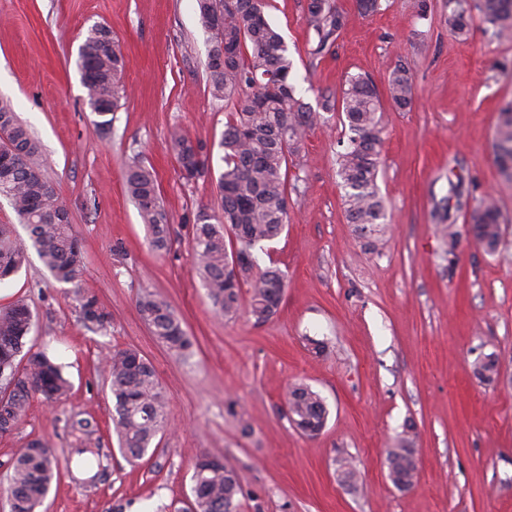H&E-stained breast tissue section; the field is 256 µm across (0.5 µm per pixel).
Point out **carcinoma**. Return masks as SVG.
Here are the masks:
<instances>
[{"mask_svg":"<svg viewBox=\"0 0 512 512\" xmlns=\"http://www.w3.org/2000/svg\"><path fill=\"white\" fill-rule=\"evenodd\" d=\"M448 2L454 3L448 13V30L457 36L468 35L472 21L468 0ZM196 3L210 50L224 49V67L217 71L207 62L205 71L210 94L224 101L227 118L215 145L174 129L168 147L188 181L209 171L214 150L222 152V170L216 179L221 214L201 207L193 216L196 271L220 313L232 318L244 310L260 324L276 313L286 284L279 269L259 267L253 250L284 232L288 224V156L300 151L308 131L325 119L326 112L340 113L347 127L337 165L348 222L368 249H377L383 241L387 218L377 183L383 142L379 96L369 77L355 74L346 79L340 96L321 95L320 110H314L297 94L293 63L283 37L267 19L266 0ZM478 9L492 36L512 37V0H480ZM307 15L314 33L310 55L319 58L334 44L347 16L332 0H309ZM104 30V25L91 27L79 51L80 67L88 68L82 79L87 103L100 117L98 128L111 125V116L125 95L119 82L121 57ZM388 92L396 109L412 106L413 81L405 64L392 70ZM497 134L500 168L512 176V101L500 109ZM3 139L13 149L0 152V197L9 201L24 224L29 242L15 238L11 225L0 224V282L26 264L32 248L55 281L82 287L86 261L67 219L68 210L54 183L42 172L38 143L8 104L0 105V141ZM126 186L151 232V246L158 252L169 251V216L154 175L143 166H132ZM471 223L478 243L487 253H495L501 239L496 204L485 200L472 208ZM245 285L250 299L244 308ZM137 309L160 342L183 358L191 356L194 343L166 301L143 294ZM81 319L91 331H102L110 323L109 313L90 291L81 294ZM33 325V312L25 301L0 308V435L15 429L32 398L54 403L70 390L61 364L44 351L26 348ZM104 371L114 402L111 423L118 448L128 461H139L167 426V401L155 368L137 351L117 349L107 358ZM498 371L499 360L493 353L475 364L476 376L484 381L493 380ZM286 406L290 423L302 435L314 438L325 429L329 410L308 384L289 387ZM67 426L76 447L66 465L76 456L85 466L100 461V449L92 447L97 424L78 413L68 418ZM387 468L395 488H413L417 460L412 433L406 431L395 440L388 450ZM59 476L56 449L47 442L31 441L11 460L7 485L0 492L6 495L10 512H40ZM193 482V512H225L226 504L239 508L243 485L237 470L200 460Z\"/></svg>","mask_w":512,"mask_h":512,"instance_id":"carcinoma-1","label":"carcinoma"}]
</instances>
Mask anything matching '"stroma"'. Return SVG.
I'll use <instances>...</instances> for the list:
<instances>
[{
	"label": "stroma",
	"instance_id": "obj_1",
	"mask_svg": "<svg viewBox=\"0 0 512 512\" xmlns=\"http://www.w3.org/2000/svg\"><path fill=\"white\" fill-rule=\"evenodd\" d=\"M379 0L361 15L335 0L348 22L321 58L309 54L308 0H268L266 14L288 46L305 102L340 94L348 76L385 90L396 64L408 66L414 103L381 101L380 195L390 224L385 247L366 251L349 224L336 154L338 118L309 131L288 159L289 223L258 252L280 269L286 290L276 314L254 323L212 305L195 270L191 227L201 206L219 211L215 180L189 183L168 149L173 126L219 141L226 112L213 99L204 62L207 35L196 0H0V104H10L41 148L42 170L70 214L86 259V285L110 313L106 334L88 331L75 288L56 282L37 254L0 283V307L22 299L34 315L33 349L48 351L71 382L53 406L33 399L18 428L0 436V479L17 448L75 444V412L98 426L106 473H61L46 512H182L197 458L223 460L242 478L240 512H512V178L494 155L498 113L512 101V39L485 32L473 16L467 38L450 33L448 0ZM103 24L120 52L121 99L109 129L97 130L78 65L88 29ZM153 172L173 241L159 253L127 194L129 166ZM462 178L472 203L493 198L501 242L486 254L469 210L454 214L458 246L448 255L432 219L449 181ZM165 300L194 340L183 360L156 340L137 299ZM325 344L314 352L310 340ZM133 348L148 358L169 402L155 450L136 464L121 455L103 354ZM495 353L500 376L487 383L475 360ZM305 382L324 398L327 426L315 438L290 424L285 394ZM246 411L242 430L228 403ZM418 435L417 485L397 490L387 451L406 428ZM356 487L337 480L343 463Z\"/></svg>",
	"mask_w": 512,
	"mask_h": 512
}]
</instances>
